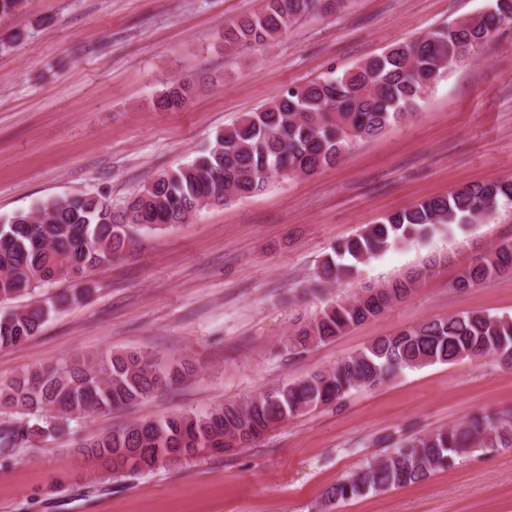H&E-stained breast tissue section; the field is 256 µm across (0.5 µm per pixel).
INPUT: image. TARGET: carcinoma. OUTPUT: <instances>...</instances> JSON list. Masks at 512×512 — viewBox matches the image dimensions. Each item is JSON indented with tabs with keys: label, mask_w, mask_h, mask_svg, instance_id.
I'll return each mask as SVG.
<instances>
[{
	"label": "carcinoma",
	"mask_w": 512,
	"mask_h": 512,
	"mask_svg": "<svg viewBox=\"0 0 512 512\" xmlns=\"http://www.w3.org/2000/svg\"><path fill=\"white\" fill-rule=\"evenodd\" d=\"M318 2L262 0L258 13L224 33V48L272 42L314 12ZM505 24H512V0H492L484 12L396 44L340 75L331 72L291 88L261 110L244 114L190 163L143 186L120 210L104 195L86 193L55 197L34 211L15 213L0 224V302L49 282L71 281L73 288L0 315V348L36 336L53 314L89 292L85 278L91 271L124 255L139 238L173 228L206 206L245 198L271 178L309 175L333 165L350 146L408 119L419 97L448 69V59L476 56ZM189 89L184 81L174 82L156 105L179 109ZM505 203L512 204V178L465 186L392 213L339 243L315 273L311 289L321 293L351 277L358 265L394 241L420 238L446 224L486 222ZM506 275H512V239L473 259L454 288H475ZM418 279L419 273H409L351 300L325 305L286 337V349L301 353L335 340L405 299ZM487 357L512 369V316L472 311L427 320L275 391L203 414L172 413L120 425L79 439L76 452L91 468L114 475L149 470L165 458L191 461L243 448L291 418L337 405L354 390L380 385L406 369ZM196 371L189 360L164 362L144 351L107 352L29 371L0 384V408L22 415L0 429V456L12 457L15 448L35 437L64 435L71 423L86 416L171 392ZM387 448L382 457L327 488L325 500L337 504L418 484L476 448H512V411L475 413L445 431L410 436Z\"/></svg>",
	"instance_id": "carcinoma-1"
}]
</instances>
